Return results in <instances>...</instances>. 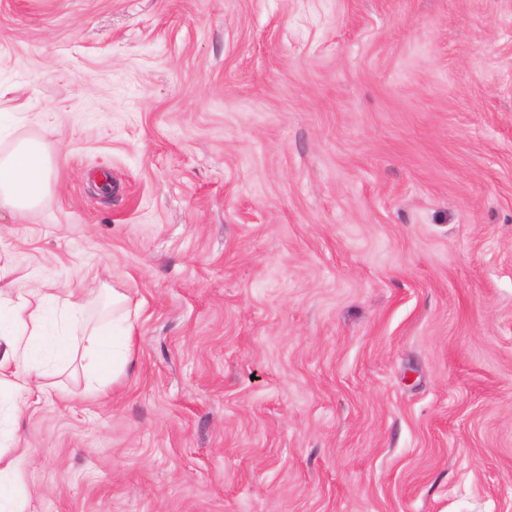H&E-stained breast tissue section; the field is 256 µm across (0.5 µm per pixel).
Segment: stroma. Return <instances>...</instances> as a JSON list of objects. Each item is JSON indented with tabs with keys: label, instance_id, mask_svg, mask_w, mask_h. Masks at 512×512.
Instances as JSON below:
<instances>
[{
	"label": "stroma",
	"instance_id": "1",
	"mask_svg": "<svg viewBox=\"0 0 512 512\" xmlns=\"http://www.w3.org/2000/svg\"><path fill=\"white\" fill-rule=\"evenodd\" d=\"M0 306L112 319L16 404L28 512H512V0H0ZM54 169L40 144L19 142L0 157V208L14 213L36 208L50 188ZM133 331V325L124 316L86 331L81 347L90 382L100 383L104 374L109 373L114 380L123 372L130 361Z\"/></svg>",
	"mask_w": 512,
	"mask_h": 512
}]
</instances>
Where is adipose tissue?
I'll use <instances>...</instances> for the list:
<instances>
[{"label": "adipose tissue", "mask_w": 512, "mask_h": 512, "mask_svg": "<svg viewBox=\"0 0 512 512\" xmlns=\"http://www.w3.org/2000/svg\"><path fill=\"white\" fill-rule=\"evenodd\" d=\"M55 165L44 148L33 141L19 142L8 154L0 156V208L20 213L36 208L51 185ZM126 303L120 291L112 293V308L118 313L112 323L87 330L83 335L82 358L90 381H102L105 375H119L130 361L134 328L120 311ZM45 298L31 293L22 302L0 309V333H6L0 370L10 377L6 384L15 392L29 391L35 375L43 367L35 366L36 351L47 341Z\"/></svg>", "instance_id": "1"}]
</instances>
